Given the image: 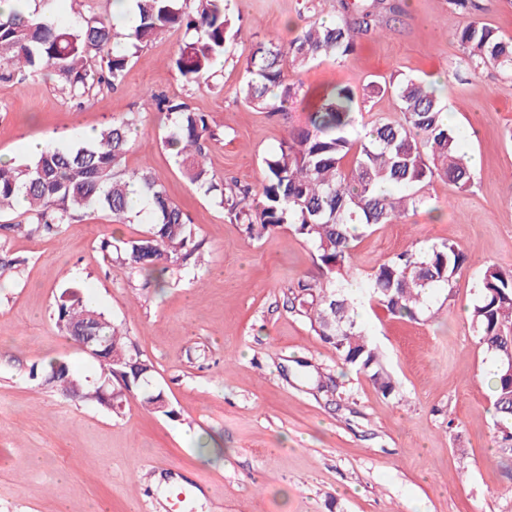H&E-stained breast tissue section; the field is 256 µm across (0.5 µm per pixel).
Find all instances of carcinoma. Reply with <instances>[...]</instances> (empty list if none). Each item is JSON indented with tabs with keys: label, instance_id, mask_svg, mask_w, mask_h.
<instances>
[{
	"label": "carcinoma",
	"instance_id": "cac0c4a2",
	"mask_svg": "<svg viewBox=\"0 0 512 512\" xmlns=\"http://www.w3.org/2000/svg\"><path fill=\"white\" fill-rule=\"evenodd\" d=\"M228 0H135L130 32L111 21L87 15L77 22L50 21L29 0H16L0 14V59L24 78L51 70L70 98L82 105L106 85L124 82L131 58L162 33L181 31L183 38L173 64L192 89L211 87L219 57L239 59ZM334 23L310 22L290 42H257L243 61L246 82L239 102L260 112L288 118V104L301 96L302 85L288 82L285 64L304 67L323 58L344 61L357 39L376 31L386 10L400 13L397 3L340 0ZM468 68L512 67V41L491 27L469 24L454 32ZM99 57L104 67L90 60ZM370 94L390 92L399 104L395 122H373L357 129V91L335 85L321 94L304 128H291L277 150L264 157V177L257 186L236 180L218 181L207 166L209 142L216 139L207 115L193 112L184 101L151 97L165 115V144L181 174L204 196L214 200L249 238H261L287 225L316 251L320 277L298 284L292 309L311 330L336 350L345 366L368 374L385 397L395 392L379 350L358 320L361 301L343 281L353 266L354 241L360 227L387 224L414 215L425 204L423 188L445 177L459 190L473 181L458 138L445 121V106L434 87L398 74L384 84L369 83ZM138 130L130 114L103 127L93 143L51 146L19 165H0V213L26 201L24 224H1L5 231L29 235L57 234L74 222L105 213L120 224L138 222L147 229L122 244L101 241L111 261L141 273L161 288L169 272L199 252L191 219L167 194L147 167L125 166ZM138 185L149 209L133 211L130 187ZM466 257L446 242L421 248L413 243L380 264L370 277L369 300L393 315L411 319L428 308L434 291L452 296ZM61 332L90 330L98 337L101 381L75 376L69 365L50 360L32 366L30 376L45 386H60L74 397L121 405L124 392L148 382L153 365L132 348L127 332L105 317L97 306L71 286L60 295L55 311ZM472 327L496 360L493 373L494 427L499 447L512 452V269L486 267L478 298L470 313ZM142 404L164 415L173 410L162 391H146Z\"/></svg>",
	"mask_w": 512,
	"mask_h": 512
}]
</instances>
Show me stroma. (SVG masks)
I'll return each instance as SVG.
<instances>
[{
	"label": "stroma",
	"instance_id": "1",
	"mask_svg": "<svg viewBox=\"0 0 512 512\" xmlns=\"http://www.w3.org/2000/svg\"><path fill=\"white\" fill-rule=\"evenodd\" d=\"M400 2L403 14L384 16L381 33L360 38L347 61L289 69L307 96L288 122L237 102L244 70L232 61L213 89H187L173 65L177 31L143 47L121 86L80 106L47 70L0 80V157L14 164L28 159L23 141L65 145L138 113L125 165L150 168L202 244L198 264L158 288L99 247L138 237L143 225L96 214L53 236L9 233L18 266L0 276V512H512V456L493 442L495 361L469 320L485 267H512V72L464 69L451 38L472 22L512 38V0H480L473 13L448 0ZM338 3L230 0L236 51L289 42L309 21L335 20ZM396 73L435 83L479 165L468 190L433 179L415 216L372 225L355 243L350 280L361 289L413 243L445 241L467 257L453 295L435 292L417 318L360 308L397 386L386 398L289 306L290 288L318 274L312 247L284 227L248 238L180 174L162 142L163 115L142 104L163 94L205 113L218 134L210 171L257 184L264 157L325 89ZM75 283L152 362L172 415L145 408L135 391L115 412L29 380L32 364L52 358L83 378L98 372L55 323L56 302ZM206 437L222 450L216 460L199 455Z\"/></svg>",
	"mask_w": 512,
	"mask_h": 512
}]
</instances>
